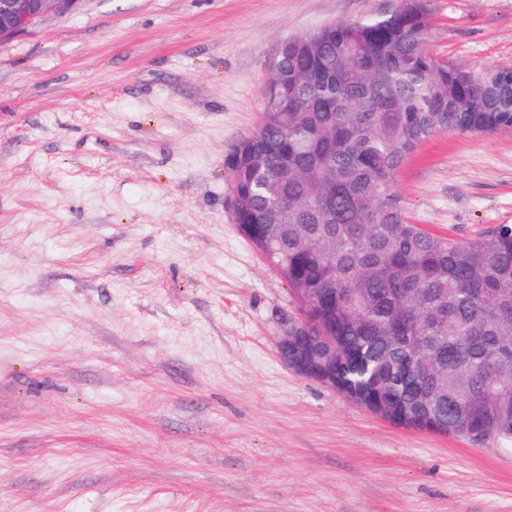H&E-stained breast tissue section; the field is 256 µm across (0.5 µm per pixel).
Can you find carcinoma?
<instances>
[{
	"label": "carcinoma",
	"mask_w": 512,
	"mask_h": 512,
	"mask_svg": "<svg viewBox=\"0 0 512 512\" xmlns=\"http://www.w3.org/2000/svg\"><path fill=\"white\" fill-rule=\"evenodd\" d=\"M423 0L285 41L236 156L241 232L273 230L288 287L336 316V385L391 418L512 442V224L475 241L407 221L396 177L442 131L512 130V74L434 57Z\"/></svg>",
	"instance_id": "cac0c4a2"
}]
</instances>
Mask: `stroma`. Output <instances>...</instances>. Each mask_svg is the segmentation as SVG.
<instances>
[{
    "label": "stroma",
    "instance_id": "35a3bbf8",
    "mask_svg": "<svg viewBox=\"0 0 512 512\" xmlns=\"http://www.w3.org/2000/svg\"><path fill=\"white\" fill-rule=\"evenodd\" d=\"M399 0H83L0 42V512H512V447L391 424L289 367L299 305L224 159L278 44ZM512 68V0H424ZM411 223L512 224V133L442 131Z\"/></svg>",
    "mask_w": 512,
    "mask_h": 512
}]
</instances>
